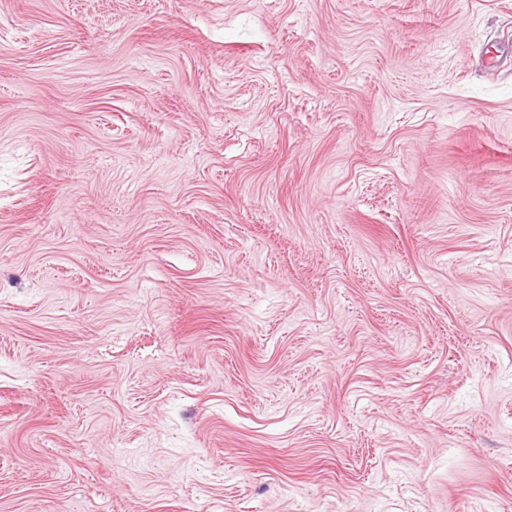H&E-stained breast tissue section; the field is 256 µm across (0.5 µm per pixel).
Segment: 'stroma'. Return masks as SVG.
<instances>
[{"instance_id":"35a3bbf8","label":"stroma","mask_w":512,"mask_h":512,"mask_svg":"<svg viewBox=\"0 0 512 512\" xmlns=\"http://www.w3.org/2000/svg\"><path fill=\"white\" fill-rule=\"evenodd\" d=\"M0 512H512V0H0Z\"/></svg>"}]
</instances>
